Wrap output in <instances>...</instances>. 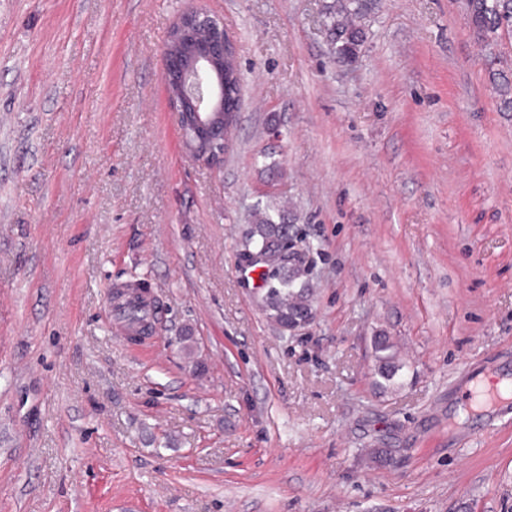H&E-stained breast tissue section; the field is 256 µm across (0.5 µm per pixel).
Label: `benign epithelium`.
<instances>
[{
    "label": "benign epithelium",
    "mask_w": 512,
    "mask_h": 512,
    "mask_svg": "<svg viewBox=\"0 0 512 512\" xmlns=\"http://www.w3.org/2000/svg\"><path fill=\"white\" fill-rule=\"evenodd\" d=\"M234 53L224 20L194 8L179 16L164 47V83L185 148L210 166L223 165L231 147L224 133V59Z\"/></svg>",
    "instance_id": "1"
}]
</instances>
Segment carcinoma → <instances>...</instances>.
<instances>
[{"label":"carcinoma","instance_id":"obj_1","mask_svg":"<svg viewBox=\"0 0 512 512\" xmlns=\"http://www.w3.org/2000/svg\"><path fill=\"white\" fill-rule=\"evenodd\" d=\"M473 35L486 51L485 57L493 58V50L505 34L512 33V0H465ZM369 11V0H336L329 12V30L333 35L332 51L338 60H350L357 54L363 42L361 21ZM493 89L501 104L512 109V78L502 72H489ZM296 231L285 223L281 213L257 210L247 243L248 253H282L293 247ZM288 267L267 269L262 273L266 283L262 297L264 311L277 325L301 320L311 310L309 289L297 264ZM126 317L138 325V329L150 327L147 313L131 301L125 309ZM373 357L375 374L382 379L383 389L394 384L402 369L397 358L395 342L384 334L374 337Z\"/></svg>","mask_w":512,"mask_h":512}]
</instances>
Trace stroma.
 <instances>
[{
    "instance_id": "1",
    "label": "stroma",
    "mask_w": 512,
    "mask_h": 512,
    "mask_svg": "<svg viewBox=\"0 0 512 512\" xmlns=\"http://www.w3.org/2000/svg\"><path fill=\"white\" fill-rule=\"evenodd\" d=\"M333 3L0 0V512H512V413L459 414L512 373V112L464 0H374L350 61ZM192 6L242 78L218 169L162 79ZM258 207L305 252L293 333L243 258ZM140 282L134 343L106 294ZM373 357L375 374L383 380L378 381L382 389L394 385L395 378L402 369L397 358L395 342L385 334L374 336Z\"/></svg>"
}]
</instances>
